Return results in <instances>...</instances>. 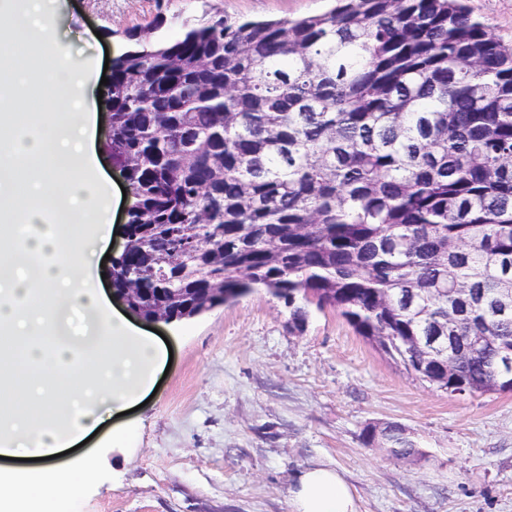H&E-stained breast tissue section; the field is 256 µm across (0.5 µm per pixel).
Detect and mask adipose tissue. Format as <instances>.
<instances>
[{"label": "adipose tissue", "instance_id": "obj_1", "mask_svg": "<svg viewBox=\"0 0 512 512\" xmlns=\"http://www.w3.org/2000/svg\"><path fill=\"white\" fill-rule=\"evenodd\" d=\"M0 386L19 367L39 383L0 409V512H64L92 477L88 457L57 462L153 389L168 349L114 307L98 251L112 238V195L94 142L98 100L87 66L48 52L54 0H0ZM40 90L38 112L20 99ZM39 411L38 422L24 413ZM294 512H359L343 473L299 472Z\"/></svg>", "mask_w": 512, "mask_h": 512}]
</instances>
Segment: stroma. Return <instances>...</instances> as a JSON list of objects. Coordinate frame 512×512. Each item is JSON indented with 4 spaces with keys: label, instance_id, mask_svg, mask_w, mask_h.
I'll list each match as a JSON object with an SVG mask.
<instances>
[{
    "label": "stroma",
    "instance_id": "1",
    "mask_svg": "<svg viewBox=\"0 0 512 512\" xmlns=\"http://www.w3.org/2000/svg\"><path fill=\"white\" fill-rule=\"evenodd\" d=\"M241 19L325 11L328 0H210ZM53 49L94 60L162 18L175 39L201 0H58ZM512 44V0H468ZM173 360L155 396L127 414V434L83 445L93 476L65 512H293L296 474L344 472L360 512H512V393L451 394L359 336L334 309L309 305L303 331L281 299L258 291L160 325ZM404 427L421 457L399 459L367 428Z\"/></svg>",
    "mask_w": 512,
    "mask_h": 512
}]
</instances>
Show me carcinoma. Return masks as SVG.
Listing matches in <instances>:
<instances>
[{
	"label": "carcinoma",
	"instance_id": "obj_1",
	"mask_svg": "<svg viewBox=\"0 0 512 512\" xmlns=\"http://www.w3.org/2000/svg\"><path fill=\"white\" fill-rule=\"evenodd\" d=\"M112 66L105 149L134 194L133 300L202 288L340 312L451 394L512 392V46L463 0H337L253 21L206 10ZM460 288L472 289L461 295ZM453 356L458 371L443 364ZM399 458L398 424L366 430Z\"/></svg>",
	"mask_w": 512,
	"mask_h": 512
}]
</instances>
